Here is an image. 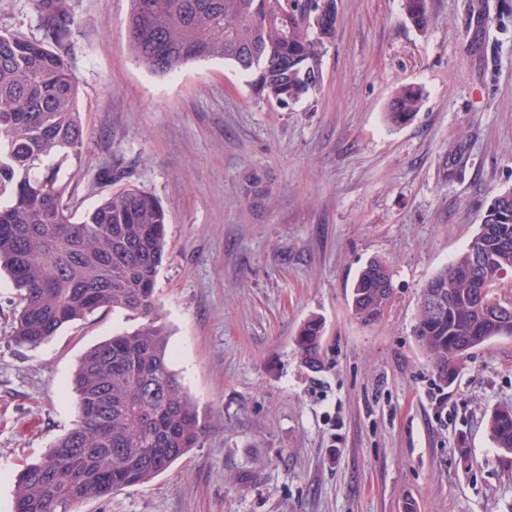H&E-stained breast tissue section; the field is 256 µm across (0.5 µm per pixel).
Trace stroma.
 Here are the masks:
<instances>
[{
    "instance_id": "obj_1",
    "label": "stroma",
    "mask_w": 512,
    "mask_h": 512,
    "mask_svg": "<svg viewBox=\"0 0 512 512\" xmlns=\"http://www.w3.org/2000/svg\"><path fill=\"white\" fill-rule=\"evenodd\" d=\"M68 2L85 129L74 213L128 185L162 203L157 303L209 424L202 447L81 512H512V467L487 429L512 407V336L442 386L413 334L424 284L512 191V0H429L422 30L402 0H338L321 82L285 108L230 63L134 65L129 0ZM38 27L35 0H0V31ZM404 84L424 98L394 127ZM106 167L122 179L100 180ZM374 258L394 295L365 324L350 292ZM18 304L0 273V512L23 464L71 428L80 356L137 324L98 312L27 349L11 339ZM312 317L317 373L294 345ZM422 89L418 85L406 84L399 87L389 103L387 120L398 126L411 121L422 101Z\"/></svg>"
}]
</instances>
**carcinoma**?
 Segmentation results:
<instances>
[{"label": "carcinoma", "mask_w": 512, "mask_h": 512, "mask_svg": "<svg viewBox=\"0 0 512 512\" xmlns=\"http://www.w3.org/2000/svg\"><path fill=\"white\" fill-rule=\"evenodd\" d=\"M42 36L0 33V270L20 296L14 341L35 348L95 312L124 310L134 329L88 349L73 374L77 416L38 460L16 476L14 512H79L85 502L142 485L203 445L209 426L171 368L168 337L156 311V277L166 215L151 194L116 190L74 220L67 169L83 163L84 121L70 67L74 17L64 0H39ZM405 17L428 26V0H403ZM337 0H130L126 34L132 61L156 74L188 62L222 60L251 77L254 92L287 106L315 89L335 34ZM399 87L387 120L398 126L422 101ZM486 261L474 262L476 252ZM512 273V192L497 195L467 248L419 297L414 335L447 382L473 349L512 330V298L498 293ZM389 266L370 261L353 286L352 315L379 319L389 303ZM428 291L444 293L438 314ZM322 325L301 326L296 352L320 366ZM493 442L512 465V408L488 419Z\"/></svg>", "instance_id": "cac0c4a2"}]
</instances>
